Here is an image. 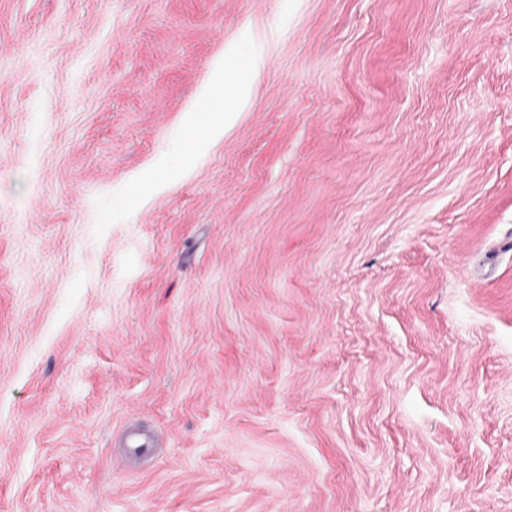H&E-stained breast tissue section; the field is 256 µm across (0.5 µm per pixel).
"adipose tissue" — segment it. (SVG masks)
I'll use <instances>...</instances> for the list:
<instances>
[{"instance_id":"obj_1","label":"adipose tissue","mask_w":512,"mask_h":512,"mask_svg":"<svg viewBox=\"0 0 512 512\" xmlns=\"http://www.w3.org/2000/svg\"><path fill=\"white\" fill-rule=\"evenodd\" d=\"M238 68L239 60L235 54L224 55L216 63L209 85L202 89V96L206 99L210 98L213 92H221L224 107L220 112L214 113L209 122L190 124L185 127V136L198 149H205L213 141L223 137L245 104L244 84L240 82L233 83L229 80L230 75L237 72Z\"/></svg>"}]
</instances>
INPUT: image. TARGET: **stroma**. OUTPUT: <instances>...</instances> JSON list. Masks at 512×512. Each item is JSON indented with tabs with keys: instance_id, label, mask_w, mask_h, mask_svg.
I'll return each instance as SVG.
<instances>
[{
	"instance_id": "35a3bbf8",
	"label": "stroma",
	"mask_w": 512,
	"mask_h": 512,
	"mask_svg": "<svg viewBox=\"0 0 512 512\" xmlns=\"http://www.w3.org/2000/svg\"><path fill=\"white\" fill-rule=\"evenodd\" d=\"M0 512H512V0H0ZM238 68L239 60L234 53L224 55L214 67L211 82L202 89L205 99L210 98L215 90H219L223 95L224 109L214 112L210 121L205 124H188L185 127L183 136L191 140L199 150L223 137L245 104L246 86L242 82L229 81V76L237 72Z\"/></svg>"
}]
</instances>
